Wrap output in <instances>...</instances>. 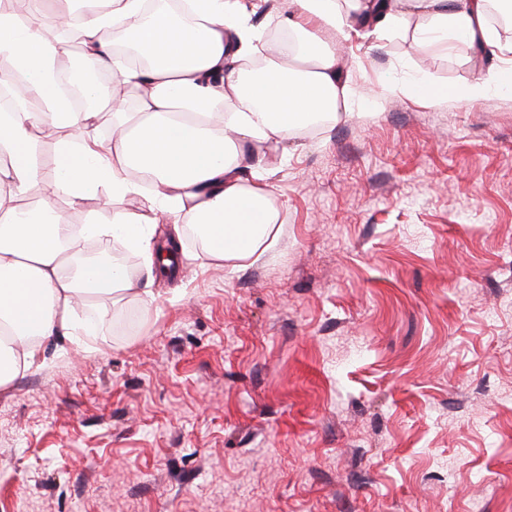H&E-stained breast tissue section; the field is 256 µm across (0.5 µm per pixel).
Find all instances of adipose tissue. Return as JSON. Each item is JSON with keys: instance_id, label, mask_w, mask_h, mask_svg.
Instances as JSON below:
<instances>
[{"instance_id": "1", "label": "adipose tissue", "mask_w": 512, "mask_h": 512, "mask_svg": "<svg viewBox=\"0 0 512 512\" xmlns=\"http://www.w3.org/2000/svg\"><path fill=\"white\" fill-rule=\"evenodd\" d=\"M47 0H32L21 16L0 5V86L18 102L0 114V387L33 364L47 339L72 338L89 327L93 301L129 293L149 299L120 257L78 271L73 260L91 240H115L154 261L152 225L164 213L198 227L205 251L235 265L266 253L277 237L278 211L261 176L245 177L243 144L278 146L323 116L335 115L348 90L331 47L310 22L346 33L376 19L394 33L411 16L426 21L422 35L448 42L492 43L484 0H294L282 21L294 48L267 52L261 31L240 0H192L188 11H147L145 0H61L78 19L85 58L95 70L116 73L138 101L127 111L111 95L97 102L111 115L112 137L102 145L89 127L97 112L67 110L56 79L65 49L47 19ZM130 37L153 60L132 69L118 57L106 32ZM65 130L45 157L35 128ZM149 174L132 178L131 168ZM79 203L98 194L139 196L140 213L91 214L79 234L53 212L26 206L40 185Z\"/></svg>"}]
</instances>
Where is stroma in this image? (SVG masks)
Listing matches in <instances>:
<instances>
[{"label":"stroma","mask_w":512,"mask_h":512,"mask_svg":"<svg viewBox=\"0 0 512 512\" xmlns=\"http://www.w3.org/2000/svg\"><path fill=\"white\" fill-rule=\"evenodd\" d=\"M424 25L326 32L353 94L252 144L264 256L182 234L151 303L101 307L0 390V512H512V89L463 97L512 31L482 53Z\"/></svg>","instance_id":"1"}]
</instances>
